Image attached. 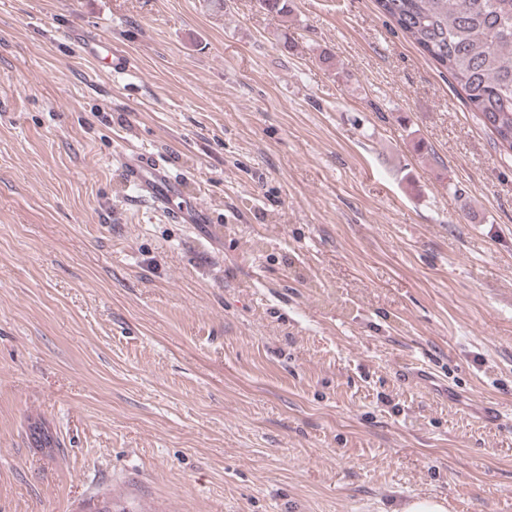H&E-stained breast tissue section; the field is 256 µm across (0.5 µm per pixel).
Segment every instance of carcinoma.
I'll list each match as a JSON object with an SVG mask.
<instances>
[{
	"instance_id": "carcinoma-1",
	"label": "carcinoma",
	"mask_w": 512,
	"mask_h": 512,
	"mask_svg": "<svg viewBox=\"0 0 512 512\" xmlns=\"http://www.w3.org/2000/svg\"><path fill=\"white\" fill-rule=\"evenodd\" d=\"M512 152V0H376Z\"/></svg>"
}]
</instances>
